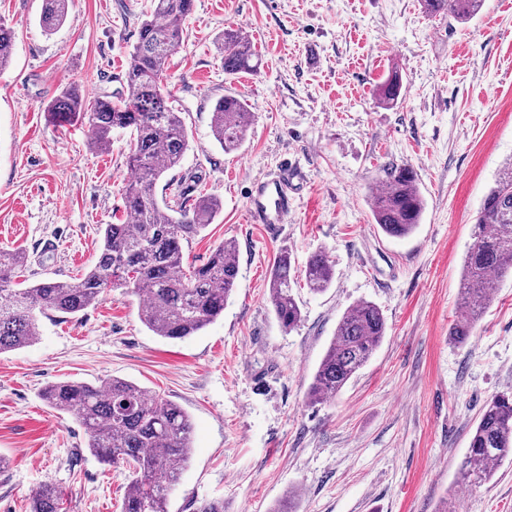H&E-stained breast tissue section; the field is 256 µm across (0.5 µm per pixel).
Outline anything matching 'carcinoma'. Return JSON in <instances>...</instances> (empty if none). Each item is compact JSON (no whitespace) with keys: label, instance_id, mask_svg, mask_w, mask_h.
Masks as SVG:
<instances>
[{"label":"carcinoma","instance_id":"obj_1","mask_svg":"<svg viewBox=\"0 0 512 512\" xmlns=\"http://www.w3.org/2000/svg\"><path fill=\"white\" fill-rule=\"evenodd\" d=\"M484 0H420L430 16L460 21L475 17ZM194 0H150L138 29L121 91L90 96L71 88L48 105L59 124L88 125L90 143L107 150L112 131L129 130L128 164L136 177L124 189L125 222L103 225L95 265L70 281L46 279L31 285L19 280L26 264L18 250H0V353L21 349L40 335L41 319L54 314L75 316L96 304L107 288H126L144 298L140 319L154 335L168 340L192 336L224 312L236 288L237 245H217L206 262L183 265V244L213 223L221 210L214 198L202 195L187 205L179 184L166 183L168 196L156 195L158 181L175 169L189 148L180 113L169 105L164 82L169 58L181 46L183 23ZM73 0H43L40 24L51 31L62 24ZM15 32L0 23V72L12 58ZM224 72L257 70L251 42L235 28L221 40ZM402 90L398 70L377 88L380 103L392 105ZM251 123L244 100L226 96L212 112L214 139L226 152L239 148ZM374 222L395 238L410 235L426 207L416 172L392 165L379 187L370 191ZM473 242L462 268L460 304L467 317L453 325L450 336L463 344L474 335L476 322L490 302L496 280L512 275V162L498 173L475 219ZM291 256L275 261L269 279V302L284 329L301 322V308L292 294ZM334 266L324 251L310 255L304 272L311 291L321 293L333 282ZM386 320L373 303L350 306L322 357L307 397L322 404L336 396L370 360L386 335ZM41 396L53 410L76 417L88 434L87 448L102 462L122 464L131 479L122 512H168L170 493L179 484L192 452L189 414L163 395L132 382L108 378L97 385L57 381ZM512 455V395L496 394L484 405L470 434L461 466L463 479L480 485L493 479ZM30 512H64L62 492L41 485L31 497Z\"/></svg>","mask_w":512,"mask_h":512}]
</instances>
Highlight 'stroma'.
I'll return each instance as SVG.
<instances>
[{"instance_id":"stroma-1","label":"stroma","mask_w":512,"mask_h":512,"mask_svg":"<svg viewBox=\"0 0 512 512\" xmlns=\"http://www.w3.org/2000/svg\"><path fill=\"white\" fill-rule=\"evenodd\" d=\"M149 4L74 0L47 32L42 0H0V21L16 31L0 72V248L25 253L29 282L79 276L97 260L99 226L124 221L129 132L97 151L87 125L59 126L47 106L74 83L92 95L120 88ZM229 26L246 27L257 71L225 73L218 41ZM394 69L402 93L384 106L376 87ZM167 75L190 135L170 177L222 205L183 261L234 240L236 288L214 323L181 340L153 335L139 297L109 288L1 353L0 512H30L47 481L67 512H121L127 468L93 456L76 418L41 398L59 380L110 377L164 394L192 419V457L168 512L212 498L225 512H270L289 496L297 512H512V459L477 488L459 474L481 409L512 393V279L498 282L474 336H449L475 216L512 159V0H484L466 22L428 16L419 0H195ZM227 95L254 114L229 153L210 128ZM287 161L306 176L289 223H249L248 179ZM391 163L414 169L427 202L405 238L372 217L369 191ZM283 250L302 310L289 331L268 301ZM319 250L336 278L314 293L303 268ZM362 301L386 319L381 344L336 397L308 404L339 319Z\"/></svg>"}]
</instances>
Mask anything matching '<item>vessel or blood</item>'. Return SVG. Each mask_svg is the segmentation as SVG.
Returning <instances> with one entry per match:
<instances>
[{
    "label": "vessel or blood",
    "instance_id": "1",
    "mask_svg": "<svg viewBox=\"0 0 512 512\" xmlns=\"http://www.w3.org/2000/svg\"><path fill=\"white\" fill-rule=\"evenodd\" d=\"M304 183L295 164H284L271 177L251 179L248 185L247 213L250 223L270 227L287 223L293 210L292 193Z\"/></svg>",
    "mask_w": 512,
    "mask_h": 512
}]
</instances>
